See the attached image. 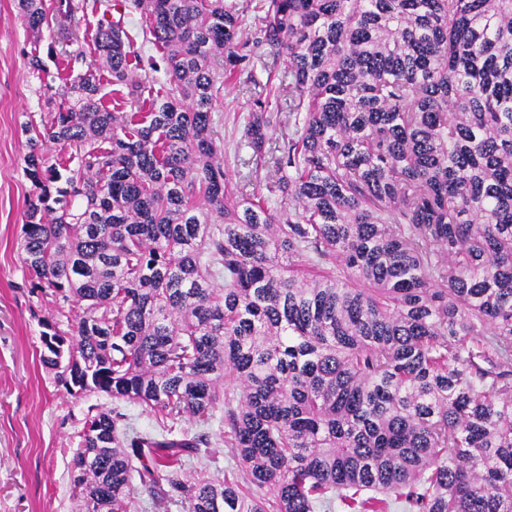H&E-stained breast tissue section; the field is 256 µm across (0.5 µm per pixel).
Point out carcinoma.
I'll return each instance as SVG.
<instances>
[{
    "label": "carcinoma",
    "instance_id": "cac0c4a2",
    "mask_svg": "<svg viewBox=\"0 0 512 512\" xmlns=\"http://www.w3.org/2000/svg\"><path fill=\"white\" fill-rule=\"evenodd\" d=\"M18 7L82 58L88 0ZM129 7L162 56L105 9L112 106L98 67L59 101L28 59L50 109L23 126L18 246L57 314L40 359L158 421L223 411L242 479L188 483L207 433L91 407L78 512L163 486L184 512H512V0H258L249 37L237 0ZM266 51L288 111L254 100L241 140L277 178L247 193L212 112Z\"/></svg>",
    "mask_w": 512,
    "mask_h": 512
}]
</instances>
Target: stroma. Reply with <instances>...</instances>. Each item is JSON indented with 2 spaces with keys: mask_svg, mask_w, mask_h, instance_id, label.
I'll use <instances>...</instances> for the list:
<instances>
[{
  "mask_svg": "<svg viewBox=\"0 0 512 512\" xmlns=\"http://www.w3.org/2000/svg\"><path fill=\"white\" fill-rule=\"evenodd\" d=\"M47 46L22 24L17 0H0V512H75L68 467L89 406L118 409L140 431L153 426L135 405L106 395L67 394L39 359L40 322L52 310L32 293L17 242L32 192L23 173L28 146L22 125L45 113L27 56ZM252 108L253 96L241 81L225 87L214 108L226 174L235 184L246 173L239 158L250 155L240 141V122ZM207 432L210 445L201 463H189L187 471L202 465L220 480L239 463L224 443L220 420Z\"/></svg>",
  "mask_w": 512,
  "mask_h": 512,
  "instance_id": "1",
  "label": "stroma"
}]
</instances>
